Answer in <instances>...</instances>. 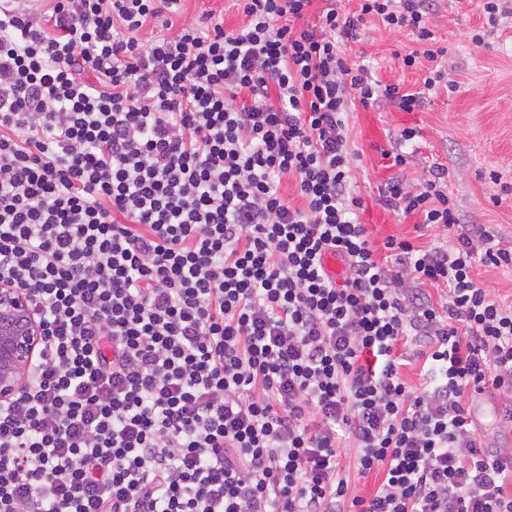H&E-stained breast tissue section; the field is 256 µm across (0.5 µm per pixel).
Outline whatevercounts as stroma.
<instances>
[{
  "label": "stroma",
  "instance_id": "stroma-1",
  "mask_svg": "<svg viewBox=\"0 0 512 512\" xmlns=\"http://www.w3.org/2000/svg\"><path fill=\"white\" fill-rule=\"evenodd\" d=\"M483 0H432L435 36L447 50L444 64L453 80L451 90L426 97L421 107L404 112L393 104L373 109L355 107L348 113L349 147L355 155L351 187L363 198L366 224L374 246L389 237L406 238L422 249L442 243L441 228L416 231L418 216L403 215L378 202L390 177L404 174L424 179L431 166L447 171L448 192L465 224H484L512 248V0L499 24L487 26ZM484 41L472 42L475 33ZM417 44L408 31L386 29L381 21L365 20L351 58H362L375 78L400 84L405 91L422 90L425 69H406L401 57ZM419 132L405 142L406 128ZM415 151L405 168L389 167L387 153ZM489 448L512 447V424L502 422L504 400L483 393L468 400Z\"/></svg>",
  "mask_w": 512,
  "mask_h": 512
}]
</instances>
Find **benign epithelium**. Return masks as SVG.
<instances>
[{
	"mask_svg": "<svg viewBox=\"0 0 512 512\" xmlns=\"http://www.w3.org/2000/svg\"><path fill=\"white\" fill-rule=\"evenodd\" d=\"M41 341L42 327L31 313L29 297L1 282L0 402L15 396Z\"/></svg>",
	"mask_w": 512,
	"mask_h": 512,
	"instance_id": "1",
	"label": "benign epithelium"
}]
</instances>
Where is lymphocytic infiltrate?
<instances>
[{
	"label": "lymphocytic infiltrate",
	"instance_id": "f902f5d3",
	"mask_svg": "<svg viewBox=\"0 0 512 512\" xmlns=\"http://www.w3.org/2000/svg\"><path fill=\"white\" fill-rule=\"evenodd\" d=\"M184 2L0 0V281L45 332L0 403V512H512V450L465 406L512 399V304L472 275L512 250L436 169L381 203L447 244L382 261L349 187L351 104L411 112L445 79L427 0L312 25V0H236L233 30ZM368 16L422 43L421 91L349 61ZM415 351L416 347L407 345L402 347L399 350V353H405L403 357L404 361H401L402 363L406 364L405 366L401 367L403 375L412 385L418 386L424 382L423 376L421 375L423 363L421 360H416L414 358L413 354ZM342 465L346 468V474L349 475L351 486H355L362 494L372 492L377 486L378 478L375 477V474L362 477L357 473L353 465V456L351 457L350 453L345 457L343 456Z\"/></svg>",
	"mask_w": 512,
	"mask_h": 512
}]
</instances>
